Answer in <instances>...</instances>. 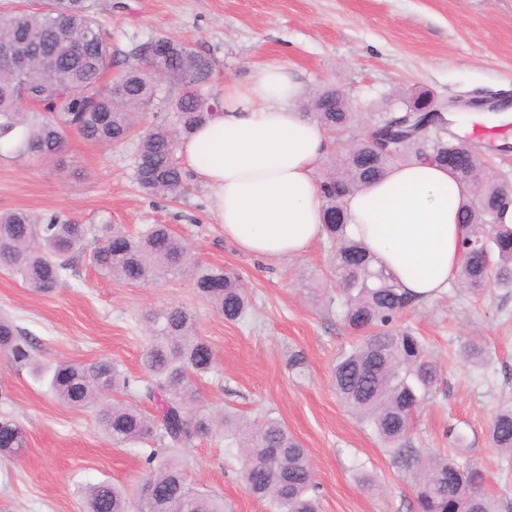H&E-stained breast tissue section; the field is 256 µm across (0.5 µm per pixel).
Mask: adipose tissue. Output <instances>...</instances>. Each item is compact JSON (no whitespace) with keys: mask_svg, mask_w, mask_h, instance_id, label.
I'll return each instance as SVG.
<instances>
[{"mask_svg":"<svg viewBox=\"0 0 512 512\" xmlns=\"http://www.w3.org/2000/svg\"><path fill=\"white\" fill-rule=\"evenodd\" d=\"M303 95L288 64H267L247 82L226 81L221 108L180 140L182 166L209 190L225 239L257 259L304 255L325 235L315 165L331 140L298 108ZM467 195L448 168L396 164L345 199L348 232L394 282L426 302L447 290L461 263Z\"/></svg>","mask_w":512,"mask_h":512,"instance_id":"ef3b65f1","label":"adipose tissue"}]
</instances>
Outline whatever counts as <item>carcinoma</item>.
<instances>
[{
	"instance_id": "1",
	"label": "carcinoma",
	"mask_w": 512,
	"mask_h": 512,
	"mask_svg": "<svg viewBox=\"0 0 512 512\" xmlns=\"http://www.w3.org/2000/svg\"><path fill=\"white\" fill-rule=\"evenodd\" d=\"M95 0H49V9L16 10L0 18V56L28 52L21 71L0 68V156L49 158L62 148L66 132L103 145H120L139 136L134 179L146 194L172 199L185 189L178 147L183 135L211 116L220 102L201 86L209 79L210 59L179 42L159 55L157 40L138 46V63L109 84L102 76L111 56L108 37L94 18ZM180 86L170 101L173 126L141 128L140 114L155 95V83L143 70ZM311 119L332 133L355 120L347 97L321 91L308 101ZM411 116L399 128L392 153L361 141L343 154L320 179L325 199V235L332 244L328 276L346 295L343 320L362 339L343 354L332 370L340 401L374 429L399 462L417 470L414 494L418 512H500V501L483 487L481 465L467 456L464 435H454L453 452L422 455L407 438L421 403L436 388L441 372L424 342L396 324L417 301L402 291L359 242L347 235L344 199L380 180L387 169L412 159H428L448 169L469 188L461 223L458 281L475 295L487 288L512 289V226L504 220L512 182L486 170L475 153L457 149L448 128L425 133ZM98 245L87 250L89 235ZM88 252L101 273L127 284H141L160 273L190 271L198 293L227 322L243 320L250 309L238 277L195 260L188 245L166 224H152L136 235L115 224H91L40 217L22 210L0 213V267L13 271L31 291L51 293L72 269L78 252ZM149 340L142 357L144 377L123 375L107 359L91 363L58 362L45 369L32 358V340L0 317V352L37 374L50 373L55 397L69 407H89L109 390L137 393L155 405L147 415L130 405L101 412L104 431L117 444L152 441L158 448L145 462L138 512H224V500L196 490L185 481L178 452L220 426L239 449L240 477L252 497L272 504V512H321L318 483L308 453L275 418L260 424L226 413L216 421L188 411L195 400V379L214 364V353L201 336L192 313L173 306L146 316ZM491 445L512 454V408L501 410L489 428ZM28 445L26 429L0 418V456L20 458ZM163 455L155 464L157 454ZM84 512H130L123 489L109 483L89 486Z\"/></svg>"
}]
</instances>
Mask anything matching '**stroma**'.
<instances>
[{
  "label": "stroma",
  "mask_w": 512,
  "mask_h": 512,
  "mask_svg": "<svg viewBox=\"0 0 512 512\" xmlns=\"http://www.w3.org/2000/svg\"><path fill=\"white\" fill-rule=\"evenodd\" d=\"M95 17L112 43V67L133 62L140 44L171 37L210 58L208 89L223 94L228 80H247L261 65L285 62L307 95L334 87L349 98L356 121L331 145L356 141L393 100L425 92L441 101L512 99V0H98ZM468 126L452 125L456 141L490 169L512 179V121L492 125L468 108ZM486 130L483 139L475 130ZM137 138L103 146L67 134L48 159L0 158V212L23 209L80 224L121 226L135 234L166 224L198 260L234 273L254 311L228 323L202 299L191 275L129 285L76 257L54 292H32L0 268V312L33 338L38 361L89 363L108 359L126 376H142L143 317L180 306L191 311L215 364L196 382L195 408L232 411L250 420L282 421L311 458L322 512H417L416 471L382 448L374 430L339 400L331 369L359 337L341 320L338 292L324 279L329 244L301 257L260 261L224 239L209 209V192L188 182L173 200L143 193L134 176ZM327 299L312 301L309 287ZM424 339L441 382L421 405L409 435L420 453L444 454L453 433L486 474V488L512 502V461L488 436L496 413L512 406V292L475 295L459 282L398 320ZM483 344L486 369L464 356ZM28 435L22 458L0 459V512H83L82 488L106 481L137 501L147 468V442L116 445L94 409L59 402L29 368L0 354V415ZM186 482L224 499L225 512H270L242 487L236 456L222 433L183 448Z\"/></svg>",
  "instance_id": "1"
}]
</instances>
